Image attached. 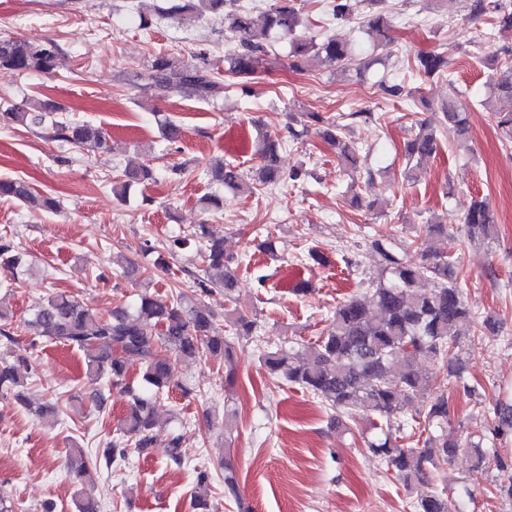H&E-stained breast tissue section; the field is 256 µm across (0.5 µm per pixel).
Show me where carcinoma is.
Listing matches in <instances>:
<instances>
[{"label":"carcinoma","mask_w":512,"mask_h":512,"mask_svg":"<svg viewBox=\"0 0 512 512\" xmlns=\"http://www.w3.org/2000/svg\"><path fill=\"white\" fill-rule=\"evenodd\" d=\"M237 0H177L171 12L182 20L195 22L205 16L224 11V22L239 34L237 47L224 57V72L234 77L253 78L267 56V39L276 31L291 38V67L312 58L324 65H342L351 61V51L332 36L317 39L299 34L305 26L297 0H274L263 24H257L249 12L236 7ZM389 0H330V11L340 22L361 20L366 31L381 41H390ZM489 14L495 25L512 28V0H470L469 17L477 19ZM59 51L53 40L32 43L24 38L0 39V70L17 74L39 72L48 74L55 67ZM416 72L422 79L447 78L448 58L442 53L428 52L416 57ZM144 92L160 98L190 93L201 101L214 100L224 92V84L215 75L213 63L206 52L197 54V62L180 67L165 56H158L133 76ZM493 92L512 102V64L497 73ZM438 123L420 124V129L405 143L408 171L414 172L433 156L438 148V129L451 132L461 150L469 149L468 119L457 110L454 98L438 105ZM47 113L31 104L0 114V120L40 127ZM312 119L322 125L321 137L338 149L343 165L357 167L359 147L346 143L343 125L322 115ZM54 138L91 150L105 145L101 130L87 124L52 122ZM260 166L254 181L276 184L296 181L303 171L285 173L279 167L278 137L261 132L258 135ZM126 181L112 186L123 198L132 183L153 179L149 164L143 162L128 169ZM213 178L237 192L254 193L256 187L245 181L235 166L219 165ZM0 197L16 199L29 206L55 210L59 203L50 197L35 195L22 181L1 179ZM464 231L473 242H490L498 235L493 210L483 200L473 201L463 220ZM192 237L204 245L205 275L196 278L200 293L210 291L211 272L219 275L224 287V324L231 336L213 328L215 314L196 302H186L183 294L165 301L153 295H139L133 310L123 308L103 315L84 305L75 297L57 292L33 313L32 323L41 330V337L61 343L84 355L86 375L93 382H103L120 389L129 397L125 416L105 447L97 450L92 464L100 461L116 470L124 468L131 451L144 452L152 447L156 426L154 404L157 396L170 389V361L176 357L200 361L208 357L231 356V338L257 343L260 363L271 373L285 378L307 391L326 406L348 415L373 422L381 435L368 442L369 450L387 466L395 479L407 490L418 487L427 492L410 503L413 512H461V495L472 496L473 488L494 466L507 476L508 484L496 491L512 499V457L489 456L484 449L485 434L494 439L512 436V403L501 402L491 412L486 432L461 442L448 431L453 414L447 394L436 395L423 404L422 411L407 418L401 415V403L421 398L426 391V376L417 359L430 358L445 367L462 382L463 391L472 388L465 383V361L458 353L464 339L475 335L474 316L457 285L454 263L447 255L425 250L419 259L401 256L381 238L371 241L377 254L380 274L371 291L370 302L352 298L336 308L325 332L317 340L303 346V353L292 352L287 345L271 347L259 336L257 318L248 314L233 297L235 275L233 260L224 254V243L209 236L206 224H200ZM0 259L16 267L27 265L26 254L14 240H0ZM427 279L439 281L430 290L421 287ZM137 370L140 380L129 378ZM31 349L9 348L0 358V399L13 396L21 399L16 388L33 373ZM416 439L418 447L398 443L396 434ZM470 454L472 486L463 492H448L435 484L433 470L447 463L460 451ZM165 456L174 465L184 464L181 438L173 437L165 448ZM211 476L207 470L196 475L194 505L199 512H208V490ZM224 496L242 504L237 474L229 464L224 466Z\"/></svg>","instance_id":"obj_1"}]
</instances>
